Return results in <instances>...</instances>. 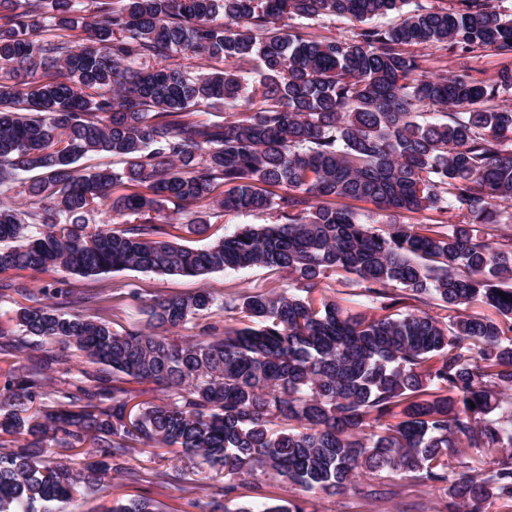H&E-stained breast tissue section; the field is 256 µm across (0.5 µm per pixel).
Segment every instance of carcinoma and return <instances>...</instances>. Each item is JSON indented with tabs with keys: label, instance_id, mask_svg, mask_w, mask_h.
<instances>
[{
	"label": "carcinoma",
	"instance_id": "1",
	"mask_svg": "<svg viewBox=\"0 0 512 512\" xmlns=\"http://www.w3.org/2000/svg\"><path fill=\"white\" fill-rule=\"evenodd\" d=\"M0 0V187L39 172L28 204L0 203V272L62 267L82 277L140 270L204 279L284 269L280 290L220 301L204 288L149 306L122 332L79 309L105 292L40 288L16 312L23 338L0 341V512H52L75 494L112 492L135 448H175L224 475V496L257 473L334 494L382 471L450 482L448 512L512 508V68L480 82L429 74L401 47L444 44L512 53V19L495 0L461 10L409 0ZM389 12L400 21L353 39L313 40L289 21ZM59 34L44 37L46 15ZM81 30L83 35L76 34ZM259 62L249 107L236 68L189 75L168 62ZM153 59L155 66L131 64ZM224 105L222 122L190 119ZM122 161L81 174L77 161ZM149 193L110 198L122 181ZM281 185L276 197L264 189ZM143 222L88 230L106 199ZM387 210L458 213L456 223L386 229L332 199ZM272 210L205 248L165 239L169 202ZM356 276L382 314L350 315L312 297L329 270ZM457 314L443 323L425 307ZM237 321L232 326L226 321ZM197 321L200 332L170 333ZM78 353L86 367L72 372ZM154 382L160 403L129 383ZM92 448L75 469L54 449ZM459 472L448 480V456ZM157 483L197 494L164 470ZM108 512H160L148 497ZM224 512H306L304 502Z\"/></svg>",
	"mask_w": 512,
	"mask_h": 512
}]
</instances>
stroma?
I'll return each mask as SVG.
<instances>
[{
    "label": "stroma",
    "mask_w": 512,
    "mask_h": 512,
    "mask_svg": "<svg viewBox=\"0 0 512 512\" xmlns=\"http://www.w3.org/2000/svg\"><path fill=\"white\" fill-rule=\"evenodd\" d=\"M409 54L416 56L423 69L430 73L456 72L467 73L483 81L495 78L503 67H512V55H501L492 50L475 54L449 51L439 44L408 46ZM169 215L168 231L178 242L200 247L234 233L247 224H269L275 216L265 212L261 214L228 213L211 201L174 206L167 204ZM205 214L209 230L206 235L187 234L184 225L192 213ZM69 280L71 287L82 290H102L98 301L104 310V316L114 329L130 325L147 326L149 316L147 306L154 299L171 295L187 294L199 288H206L217 298L246 291H268L284 287L289 282V275L283 270L252 268L241 271H221L211 274L204 281L191 278L169 276L154 272L124 270L98 277L82 278L69 275L56 269L48 271L9 270L0 273V281L19 280L26 282L30 288H52L58 281ZM137 290L138 298H131L130 290ZM320 295L336 299L348 313L374 312L376 304L365 296L352 274L344 270L329 272L319 284ZM129 474L114 477L111 495L84 494L63 504V512H103L104 508L116 502L137 496H147L155 500L162 512H210V504L215 501V488L224 484L220 475H210L208 491L183 496L171 488L153 484V474L158 470L178 472L184 483L192 484L200 480L201 473L182 454L170 448L159 449L157 454L141 450H132L128 455ZM374 485L389 489L390 495L383 501L362 493L346 492L334 495H314L309 499L310 512H446L448 502L445 485L428 487L411 478H401L383 472L375 476ZM299 487L283 483L267 475L257 476L254 484L238 488L233 494L234 505L276 503L300 496Z\"/></svg>",
    "instance_id": "obj_1"
}]
</instances>
